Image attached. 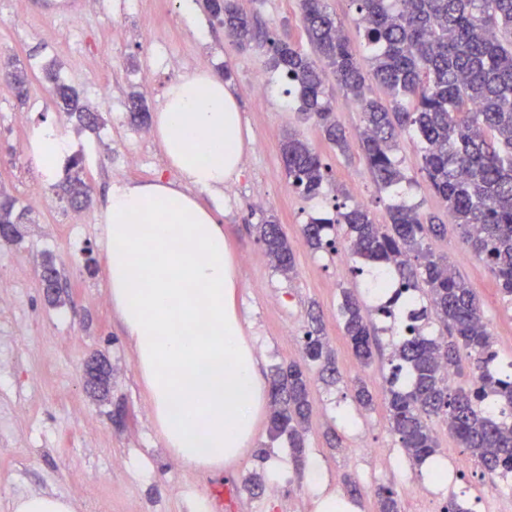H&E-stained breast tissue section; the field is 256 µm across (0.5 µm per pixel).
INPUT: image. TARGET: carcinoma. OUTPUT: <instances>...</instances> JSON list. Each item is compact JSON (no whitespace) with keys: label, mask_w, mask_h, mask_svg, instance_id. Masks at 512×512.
I'll use <instances>...</instances> for the list:
<instances>
[{"label":"carcinoma","mask_w":512,"mask_h":512,"mask_svg":"<svg viewBox=\"0 0 512 512\" xmlns=\"http://www.w3.org/2000/svg\"><path fill=\"white\" fill-rule=\"evenodd\" d=\"M371 75L386 99L367 95L366 75L356 48L326 0H300L312 54L295 45L261 37L237 0H209L210 17L245 49L267 47L270 67L298 92V111L315 119L324 140L344 152L348 141L326 91L324 70L362 111L361 150L375 182L389 189L408 181L395 157L400 133L417 139L419 170L429 190L460 230L464 249L490 268L500 291L512 302V0H351ZM46 77L63 108L88 127L90 108L79 103L59 70ZM291 185L314 199L323 189L327 167L320 154L290 135L283 147ZM80 158L68 160L59 195L82 204L92 188L81 176ZM388 223L377 224L364 207L335 206L331 217L303 227L309 244L352 256L370 265L369 292L379 298L374 311L394 320L399 336L389 342L383 375L391 431L415 466L438 453L432 418L468 449L483 473L512 477V370L497 365V352L476 294L444 254L426 243L443 237L447 225L424 216L418 205L388 206ZM28 211L0 192V225L16 227ZM259 239L279 271L294 270V256L280 225H258ZM343 233H338V230ZM344 333L365 365L380 351V329L363 315L354 292L342 291ZM468 363L475 382L451 387L450 373ZM331 363L321 329L307 332L304 364L278 370L271 381L270 435L288 437L296 459L303 456L304 426L312 405L309 366ZM379 512H398L392 489L377 490Z\"/></svg>","instance_id":"obj_1"}]
</instances>
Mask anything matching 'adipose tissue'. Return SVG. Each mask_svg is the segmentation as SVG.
<instances>
[{
	"label": "adipose tissue",
	"mask_w": 512,
	"mask_h": 512,
	"mask_svg": "<svg viewBox=\"0 0 512 512\" xmlns=\"http://www.w3.org/2000/svg\"><path fill=\"white\" fill-rule=\"evenodd\" d=\"M164 99L153 132L183 181L113 185L108 285L164 444L185 466L219 470L253 440L265 396L212 205L240 169L245 130L220 76L185 74Z\"/></svg>",
	"instance_id": "1"
}]
</instances>
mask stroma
I'll return each mask as SVG.
<instances>
[{"label":"stroma","instance_id":"1","mask_svg":"<svg viewBox=\"0 0 512 512\" xmlns=\"http://www.w3.org/2000/svg\"><path fill=\"white\" fill-rule=\"evenodd\" d=\"M239 2L261 31L309 51L298 0ZM138 10L151 18L148 28L138 29V15L128 14L125 0H99L93 10L87 0H0V65L59 64L81 101L102 117L96 129L80 127L56 105L37 67L30 69L25 99L0 82V190L29 209L31 217L21 225L20 237L0 240V512H11L14 499L39 491L74 499L78 512H196L201 502L208 512H314L313 462L322 470L324 485L337 494L356 486L351 496L356 512H378L370 490L374 484L395 492L399 512H412L417 470L400 471L383 459L399 442L386 413L381 365L362 366L342 329L341 292L359 282L354 263L312 249L302 228L332 211L338 200L364 205L379 224L387 221L388 205L401 200L447 219L443 203L418 170L417 142L399 137L396 157L409 182L396 193L382 190L362 155L361 111L338 90L333 74H326L325 82L349 141L344 152L323 139L314 121L301 118L287 80L269 68L266 55L234 47L204 5L188 16L181 0H138ZM226 70L247 132L240 170L225 184L221 202L247 339L268 378L276 367L301 360L311 318L319 316L340 380L330 386L311 382L313 412L302 461H295L287 437L270 439L264 408L252 445L214 471L175 462L152 423L147 389L107 288L101 209L116 181H149L160 174L180 178L156 138H141L129 121L130 94H142L155 113L177 75ZM259 79L269 83L260 102L251 93ZM46 124L66 141L68 155L81 157L83 177L92 187L91 202L77 224L66 201L55 200L50 208L33 202L39 193H53L65 174L61 167L43 173L21 149ZM291 133L314 147L327 167L318 198H304L289 183L282 144ZM132 153L141 157L140 165H127ZM269 218L280 224L294 253L293 274L278 271L259 240L257 226ZM430 247L448 254L477 294L499 364L512 362V304L503 299L490 269L465 252L456 227L431 240ZM46 256L53 258L64 283L61 301L54 305L37 276ZM93 354L112 366L108 392L100 397L86 392L81 382V364ZM360 380L373 395L372 408H362L354 397ZM117 408L125 414L119 426L112 421ZM366 444L381 449V456L362 455ZM274 462L282 470L276 479L267 475ZM255 471L267 477L268 490L259 496L244 487ZM485 491L482 469L473 466L444 479L432 500L439 505L457 498L479 505Z\"/></svg>","mask_w":512,"mask_h":512}]
</instances>
